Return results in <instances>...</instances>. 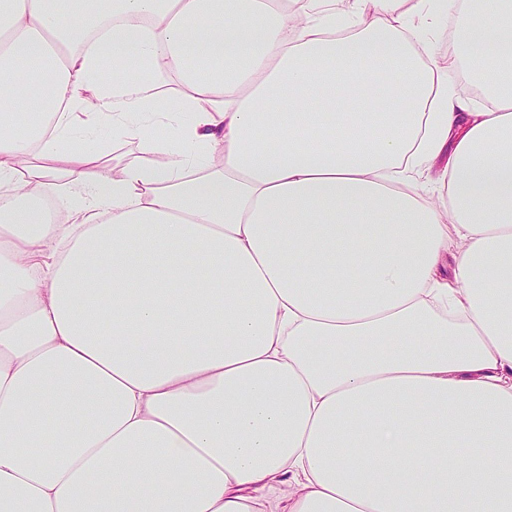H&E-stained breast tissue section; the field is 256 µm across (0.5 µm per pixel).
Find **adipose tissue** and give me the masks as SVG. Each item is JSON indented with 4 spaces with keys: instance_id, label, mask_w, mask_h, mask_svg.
Masks as SVG:
<instances>
[{
    "instance_id": "1",
    "label": "adipose tissue",
    "mask_w": 512,
    "mask_h": 512,
    "mask_svg": "<svg viewBox=\"0 0 512 512\" xmlns=\"http://www.w3.org/2000/svg\"><path fill=\"white\" fill-rule=\"evenodd\" d=\"M402 3L0 0V512H512V0ZM94 141L107 144L108 149L103 158L115 170H121L124 166L134 163L142 157L138 142L129 140L112 141L110 127L105 124L96 127L89 138L77 139L74 142H78L80 146L93 148L92 142Z\"/></svg>"
}]
</instances>
